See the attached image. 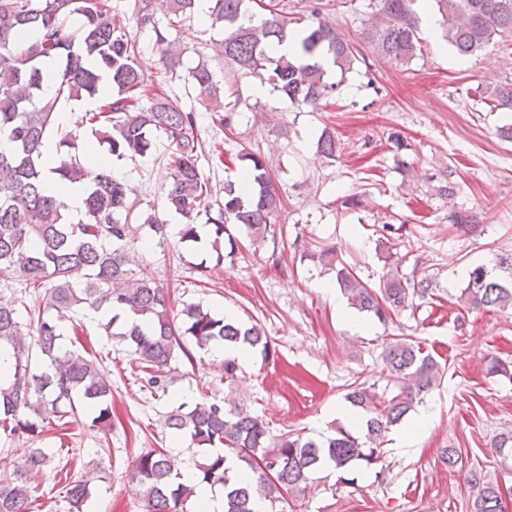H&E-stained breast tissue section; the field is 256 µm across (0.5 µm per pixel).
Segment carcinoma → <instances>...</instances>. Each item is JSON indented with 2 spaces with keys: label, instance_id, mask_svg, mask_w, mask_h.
Here are the masks:
<instances>
[{
  "label": "carcinoma",
  "instance_id": "1",
  "mask_svg": "<svg viewBox=\"0 0 512 512\" xmlns=\"http://www.w3.org/2000/svg\"><path fill=\"white\" fill-rule=\"evenodd\" d=\"M211 25H220L224 38L220 57L243 75L260 78L297 107L316 106L329 98L337 84L325 80L326 64L346 74L359 55L344 32L326 17L325 0H307V25L288 22L280 0H208ZM363 39L378 57L404 65L421 52L416 0H379ZM440 16V37L463 57L482 51L494 38L512 35V0H433ZM167 28L158 26L157 0H130L137 27L152 32L155 43L170 46L167 30L176 29L194 15L196 0H162ZM120 14L108 0H0V138L10 143L0 150V276L18 275L46 292L35 312L29 313L31 339L21 337L14 305L0 303V351L14 356L12 378L0 382V431L25 434L34 442L47 433L55 418L84 414L93 430H112V381L97 356L62 343L63 321L77 310H105L106 333L131 349L147 386L167 392L166 376L173 364L192 361L191 347L245 344L265 358L271 342L263 328L227 322L200 304H185L174 312L164 286L138 274L142 254L135 243L142 228L160 238L167 221L158 210L135 212L133 188L124 176L108 169L91 172L78 139L57 137L58 104L100 95L111 88L99 111L86 114L87 125L116 160L144 157L154 148L156 135L169 143L171 170L163 210L181 217L180 242L199 251V226L209 227L216 263L239 248V235L253 241L277 240L282 229L275 216L282 199L263 155L241 152L244 182L224 184L214 192L210 178L198 165L208 160L224 165V147L204 148L194 135L196 112L181 107L160 83L147 80L137 57L138 42L119 22ZM35 32L30 43L26 35ZM296 39L289 55L273 48L288 37ZM56 62L55 94L43 95L41 59ZM184 82L208 100L212 121L229 127L235 108H226L216 72L202 61L189 68ZM491 100L512 109V83L495 88ZM55 141L56 157L49 167L43 148ZM340 146L325 130L317 153L336 161ZM62 184L80 183L84 209L73 221L68 206L45 194L46 173ZM399 228L380 230L381 260L386 272L379 283L364 281L333 246L310 254L336 270V284L351 308L380 322L418 307L432 295L429 275L409 277L399 270L402 258L391 241ZM458 301L468 309H512V253L495 256L493 269L478 265ZM383 361L396 391L381 398L372 387L356 383L346 401L364 418L361 431L343 425L323 440L292 432L270 435L266 423L231 399L205 397L189 406L182 402L165 413L162 427L171 436L188 438L208 449L193 469L174 468L165 449L140 453L128 475L144 501L146 512H184L196 501L203 485L224 488V512H254L253 501L267 502V512H286V504L307 491L315 472L332 468L342 474L351 468L371 469L383 457L384 438L413 410L415 404L440 385L445 367L426 347L407 338L385 346ZM234 458L239 473L225 466ZM51 456L35 448L13 475L0 478V512H32L33 483L49 465ZM96 476L74 477L66 484L64 512H84ZM466 483L472 494L471 512H503L500 487L479 469H471Z\"/></svg>",
  "mask_w": 512,
  "mask_h": 512
}]
</instances>
